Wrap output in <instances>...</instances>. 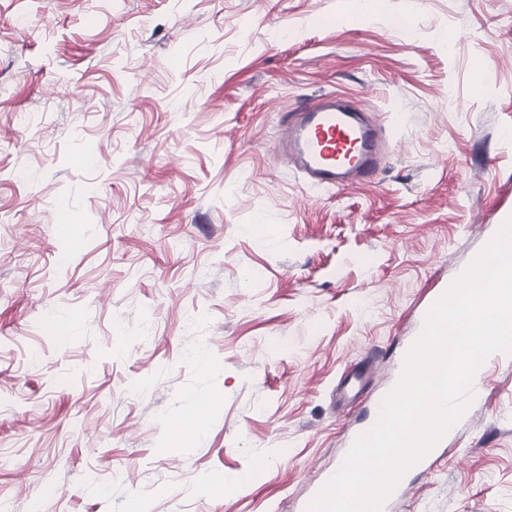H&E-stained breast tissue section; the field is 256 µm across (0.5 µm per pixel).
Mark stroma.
Returning a JSON list of instances; mask_svg holds the SVG:
<instances>
[{"mask_svg":"<svg viewBox=\"0 0 512 512\" xmlns=\"http://www.w3.org/2000/svg\"><path fill=\"white\" fill-rule=\"evenodd\" d=\"M355 3L0 0L6 512H310L512 216V0ZM325 94L378 128L371 181L283 155ZM443 446L392 512H512V361Z\"/></svg>","mask_w":512,"mask_h":512,"instance_id":"stroma-1","label":"stroma"}]
</instances>
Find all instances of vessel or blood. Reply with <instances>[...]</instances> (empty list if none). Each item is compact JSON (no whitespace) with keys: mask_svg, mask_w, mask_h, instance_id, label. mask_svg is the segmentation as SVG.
I'll use <instances>...</instances> for the list:
<instances>
[{"mask_svg":"<svg viewBox=\"0 0 512 512\" xmlns=\"http://www.w3.org/2000/svg\"><path fill=\"white\" fill-rule=\"evenodd\" d=\"M280 123L313 184L340 186L347 177L363 181L375 173L377 131L357 102L335 95L302 100L281 114Z\"/></svg>","mask_w":512,"mask_h":512,"instance_id":"vessel-or-blood-1","label":"vessel or blood"}]
</instances>
